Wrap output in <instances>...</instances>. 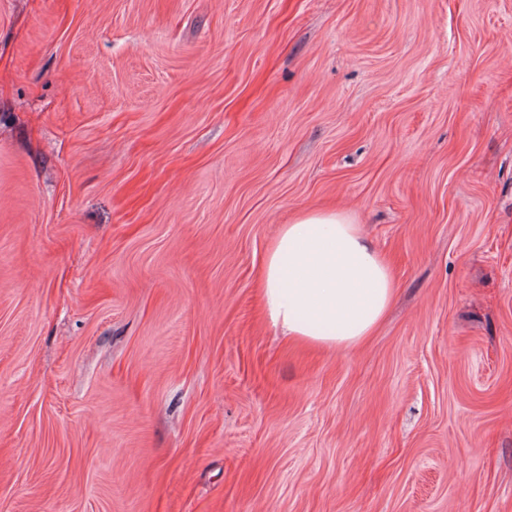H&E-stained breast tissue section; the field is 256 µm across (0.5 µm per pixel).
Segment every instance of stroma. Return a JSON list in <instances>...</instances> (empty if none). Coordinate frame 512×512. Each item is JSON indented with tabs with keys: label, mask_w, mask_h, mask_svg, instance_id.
I'll use <instances>...</instances> for the list:
<instances>
[{
	"label": "stroma",
	"mask_w": 512,
	"mask_h": 512,
	"mask_svg": "<svg viewBox=\"0 0 512 512\" xmlns=\"http://www.w3.org/2000/svg\"><path fill=\"white\" fill-rule=\"evenodd\" d=\"M332 207L357 349L257 290ZM0 512H512V0H0ZM265 315L288 339L349 348L373 334L394 297L386 259L336 208L299 211L269 245L260 278Z\"/></svg>",
	"instance_id": "stroma-1"
}]
</instances>
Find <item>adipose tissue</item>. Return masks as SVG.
<instances>
[{"label": "adipose tissue", "instance_id": "1", "mask_svg": "<svg viewBox=\"0 0 512 512\" xmlns=\"http://www.w3.org/2000/svg\"><path fill=\"white\" fill-rule=\"evenodd\" d=\"M263 309L288 339L349 348L373 334L394 297L386 259L346 211L302 210L281 225L260 278Z\"/></svg>", "mask_w": 512, "mask_h": 512}]
</instances>
